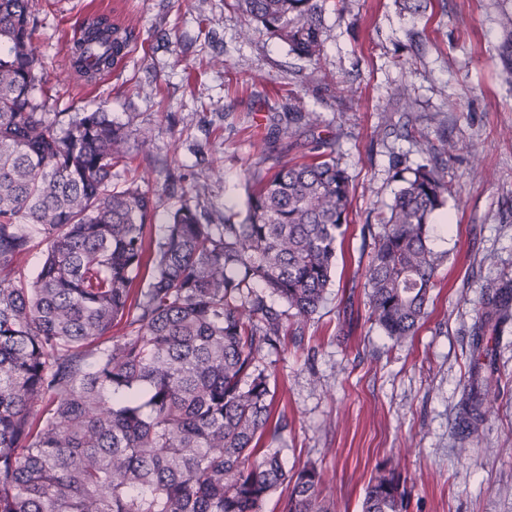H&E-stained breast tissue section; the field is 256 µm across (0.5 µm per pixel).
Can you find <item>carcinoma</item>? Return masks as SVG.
I'll list each match as a JSON object with an SVG mask.
<instances>
[{"mask_svg": "<svg viewBox=\"0 0 512 512\" xmlns=\"http://www.w3.org/2000/svg\"><path fill=\"white\" fill-rule=\"evenodd\" d=\"M255 28L317 61L325 0H234ZM512 82V11L499 15ZM32 0H0V512H334L314 464L285 469L271 374L288 318L305 322L331 284L351 179L337 143L306 162L247 174L245 215L214 224L191 198L156 225V195L112 184L126 138L102 108L45 112ZM138 39L106 15L82 21L72 69L91 83ZM320 116L290 109L274 138ZM393 201L362 226L370 319L394 343L415 335L442 256L429 216L453 187L447 168L399 171ZM45 244L36 276L20 257ZM282 306L275 305V302ZM117 324L123 333L110 337ZM512 324V280L487 286L473 327L465 427L500 393L491 342ZM397 465L375 468L361 512H407Z\"/></svg>", "mask_w": 512, "mask_h": 512, "instance_id": "1", "label": "carcinoma"}]
</instances>
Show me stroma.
I'll list each match as a JSON object with an SVG mask.
<instances>
[{
	"label": "stroma",
	"mask_w": 512,
	"mask_h": 512,
	"mask_svg": "<svg viewBox=\"0 0 512 512\" xmlns=\"http://www.w3.org/2000/svg\"><path fill=\"white\" fill-rule=\"evenodd\" d=\"M89 2L34 0L45 109L105 105L128 136L119 177L159 194L160 215L197 183L212 217L243 210L247 169L284 149L259 154L287 108L322 119L301 142L340 143L352 192L333 284L301 335L261 354L288 419L277 442L286 469L315 462L335 512H360L386 461L406 480L408 512H512V327L495 346L501 394L479 434L463 433L459 407L481 295L512 278V84L497 22L512 0H431L421 16L396 0H326L315 62L267 32L243 37L247 18L226 0H103L137 45L85 85L69 75V31ZM336 75L352 97H337ZM419 130L457 154L423 152ZM434 162L454 189L431 219L440 283L417 335L397 345L369 318L361 227L392 202L397 170Z\"/></svg>",
	"instance_id": "obj_1"
}]
</instances>
